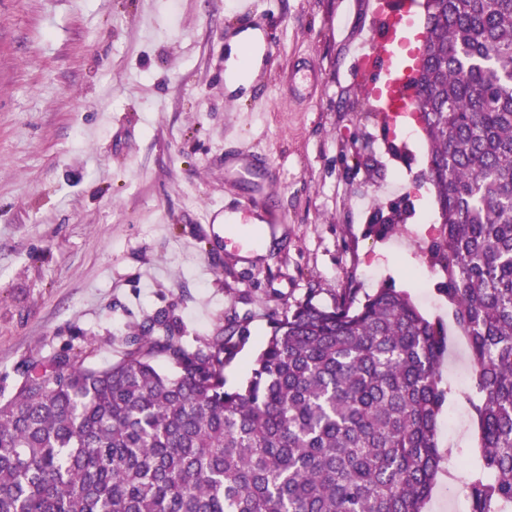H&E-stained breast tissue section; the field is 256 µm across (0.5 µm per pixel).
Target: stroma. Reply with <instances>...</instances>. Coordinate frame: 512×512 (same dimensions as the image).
I'll return each instance as SVG.
<instances>
[{"mask_svg":"<svg viewBox=\"0 0 512 512\" xmlns=\"http://www.w3.org/2000/svg\"><path fill=\"white\" fill-rule=\"evenodd\" d=\"M373 0H0V375L24 358L95 345L176 304L190 334L234 312L252 337L226 368L245 382L268 310L318 289L389 285L442 321L447 392L438 417L446 454L425 512H466L480 464L476 385L441 269L429 263L439 213L416 127L395 129L367 93L361 57ZM263 26L274 45L252 93L224 98L228 28ZM314 67L318 87L290 97ZM255 162L253 182L228 175ZM279 180L258 191L265 168ZM408 200L406 233L368 226ZM277 211L235 251L225 210Z\"/></svg>","mask_w":512,"mask_h":512,"instance_id":"35a3bbf8","label":"stroma"}]
</instances>
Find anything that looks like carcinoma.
<instances>
[{"label": "carcinoma", "mask_w": 512, "mask_h": 512, "mask_svg": "<svg viewBox=\"0 0 512 512\" xmlns=\"http://www.w3.org/2000/svg\"><path fill=\"white\" fill-rule=\"evenodd\" d=\"M417 110L445 219L429 246L467 337L481 461L469 512H512V0H428ZM317 290L249 342L231 313L186 336L176 307L107 367L64 348L0 402V512H423L440 461L445 336L382 286Z\"/></svg>", "instance_id": "cac0c4a2"}]
</instances>
